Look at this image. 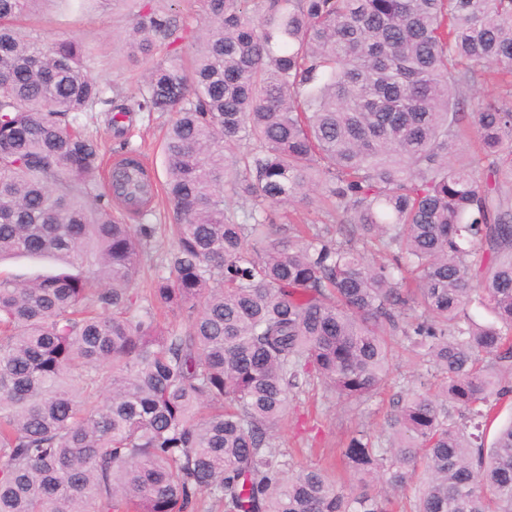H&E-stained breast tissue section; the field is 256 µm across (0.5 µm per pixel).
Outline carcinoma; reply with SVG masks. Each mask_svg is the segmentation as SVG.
I'll list each match as a JSON object with an SVG mask.
<instances>
[{"instance_id":"obj_1","label":"carcinoma","mask_w":512,"mask_h":512,"mask_svg":"<svg viewBox=\"0 0 512 512\" xmlns=\"http://www.w3.org/2000/svg\"><path fill=\"white\" fill-rule=\"evenodd\" d=\"M45 2L0 0V260L59 264L0 278V512H404L415 481L413 512H512V420L485 448L512 395V0H205L191 59L133 92L19 30ZM186 30L144 7L125 44ZM103 110L117 137L175 115L159 265L125 219L156 176L129 149L102 186ZM397 338L419 387L342 451L380 489L288 472L290 402L371 399ZM55 271L54 262L45 258H14L0 264V277L2 278L25 280L50 275Z\"/></svg>"}]
</instances>
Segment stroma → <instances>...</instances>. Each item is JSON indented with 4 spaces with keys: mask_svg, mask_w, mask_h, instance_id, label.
Listing matches in <instances>:
<instances>
[{
    "mask_svg": "<svg viewBox=\"0 0 512 512\" xmlns=\"http://www.w3.org/2000/svg\"><path fill=\"white\" fill-rule=\"evenodd\" d=\"M141 0H92L86 8H78L75 0H47L33 24L48 39H74L90 47L94 54L91 73L106 84H119L133 90L140 85L152 62L163 59L169 52L168 43L159 39L154 43L150 58L130 62L123 43V35L132 24ZM168 119L148 116L144 112L131 113L125 120L123 138H115L105 114H98L93 129L105 140L112 156H119L121 143L139 149L146 157L157 179H164L165 168L161 143ZM420 371L417 360L407 351L405 342H398L390 374L379 394L371 400L351 407L336 403L325 396L322 389H314L304 403H292L280 423L282 448L294 449L289 460L291 469L310 466L329 468L346 492L360 487L357 474L350 471L338 450L356 428H365L371 434H380L384 416L391 400L399 391L414 386Z\"/></svg>",
    "mask_w": 512,
    "mask_h": 512,
    "instance_id": "stroma-1",
    "label": "stroma"
}]
</instances>
